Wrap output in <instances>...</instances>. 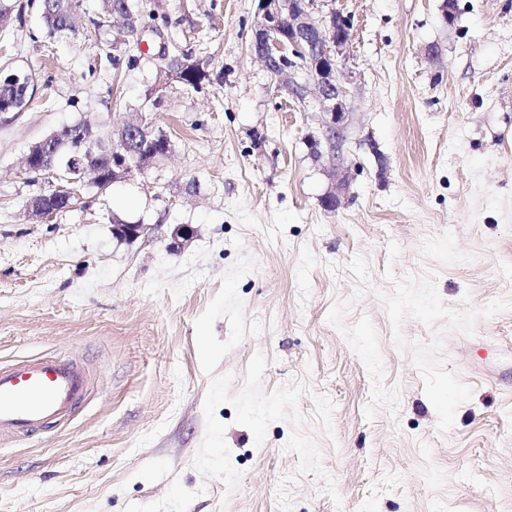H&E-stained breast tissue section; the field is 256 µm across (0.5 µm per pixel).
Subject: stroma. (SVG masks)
<instances>
[{
  "label": "stroma",
  "instance_id": "obj_1",
  "mask_svg": "<svg viewBox=\"0 0 512 512\" xmlns=\"http://www.w3.org/2000/svg\"><path fill=\"white\" fill-rule=\"evenodd\" d=\"M0 70L31 78L0 122V363L75 357L94 371L62 425L0 437V512H512V0H318L350 15L353 73L338 154H314L324 116L250 51L257 0H133L142 42L49 36L42 0H14ZM113 51L118 66L99 65ZM186 54L213 83L158 88ZM174 143L146 174L83 188L69 211L30 218L48 191L22 168L30 145L135 114ZM145 224L118 242L113 218ZM192 229L170 245L174 225ZM242 247H235L234 238ZM258 261L237 291L262 330L219 363L240 390L255 353L269 393L302 380V426L339 501L298 472L293 427L263 443L226 424L234 492L192 461L210 378L195 319L239 253Z\"/></svg>",
  "mask_w": 512,
  "mask_h": 512
}]
</instances>
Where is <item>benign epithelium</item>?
Listing matches in <instances>:
<instances>
[{"label":"benign epithelium","instance_id":"7a95c632","mask_svg":"<svg viewBox=\"0 0 512 512\" xmlns=\"http://www.w3.org/2000/svg\"><path fill=\"white\" fill-rule=\"evenodd\" d=\"M318 0H258V22L251 40L252 52L264 61L267 69L279 78V87L302 99L307 86L317 89L315 101L319 111L326 114L324 139L330 149L343 140L347 124L349 85L352 75L340 61L342 50L351 38L352 23L348 16L332 10L320 20L313 18ZM88 133L82 139V149L67 156L65 142H52L50 137L29 146L26 155L40 161L38 171L25 169L33 180L59 177L64 170L75 175L93 174L103 192L114 183L145 173L159 158L173 149L171 137L139 118L127 121L112 137L100 136L92 124L83 122ZM151 132L160 150L147 152L138 149L140 134ZM112 155L108 178L99 176L98 158ZM69 160H64V157ZM145 225L114 221L112 233L119 241L133 242L144 232Z\"/></svg>","mask_w":512,"mask_h":512}]
</instances>
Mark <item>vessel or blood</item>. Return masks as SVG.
<instances>
[{
    "label": "vessel or blood",
    "mask_w": 512,
    "mask_h": 512,
    "mask_svg": "<svg viewBox=\"0 0 512 512\" xmlns=\"http://www.w3.org/2000/svg\"><path fill=\"white\" fill-rule=\"evenodd\" d=\"M93 384L85 364L68 357L0 364V436L67 422Z\"/></svg>",
    "instance_id": "vessel-or-blood-1"
}]
</instances>
